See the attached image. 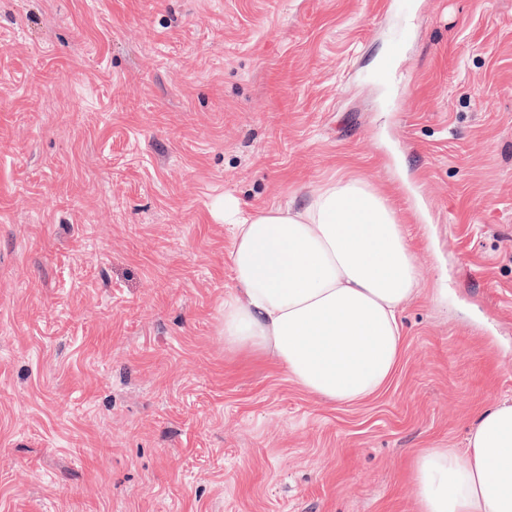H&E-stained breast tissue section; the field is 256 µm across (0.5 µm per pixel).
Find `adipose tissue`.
Segmentation results:
<instances>
[{
  "label": "adipose tissue",
  "mask_w": 512,
  "mask_h": 512,
  "mask_svg": "<svg viewBox=\"0 0 512 512\" xmlns=\"http://www.w3.org/2000/svg\"><path fill=\"white\" fill-rule=\"evenodd\" d=\"M216 214L231 226L225 348L272 358L332 405L382 390L403 353L399 311L423 294L389 198L340 177L298 208L246 214L227 197ZM410 480L418 512H512V401L483 412L465 447L417 452Z\"/></svg>",
  "instance_id": "adipose-tissue-1"
}]
</instances>
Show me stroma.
<instances>
[{"label":"stroma","mask_w":512,"mask_h":512,"mask_svg":"<svg viewBox=\"0 0 512 512\" xmlns=\"http://www.w3.org/2000/svg\"><path fill=\"white\" fill-rule=\"evenodd\" d=\"M393 202L424 295L332 406L224 347L229 196ZM512 399V0H0V512H416Z\"/></svg>","instance_id":"obj_1"}]
</instances>
